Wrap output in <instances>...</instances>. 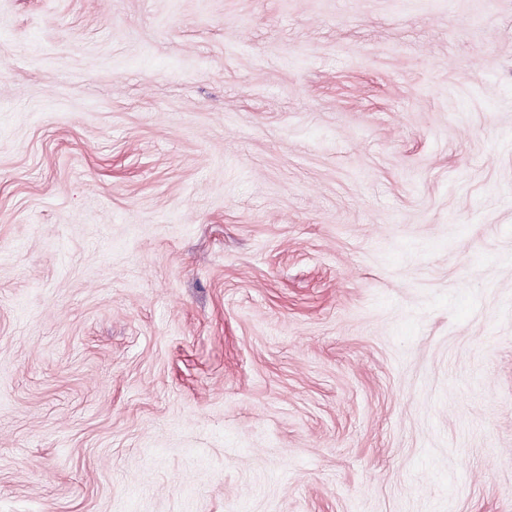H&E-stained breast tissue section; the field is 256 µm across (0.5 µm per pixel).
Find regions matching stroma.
Returning <instances> with one entry per match:
<instances>
[{
	"mask_svg": "<svg viewBox=\"0 0 512 512\" xmlns=\"http://www.w3.org/2000/svg\"><path fill=\"white\" fill-rule=\"evenodd\" d=\"M0 512H512V0H0Z\"/></svg>",
	"mask_w": 512,
	"mask_h": 512,
	"instance_id": "stroma-1",
	"label": "stroma"
}]
</instances>
